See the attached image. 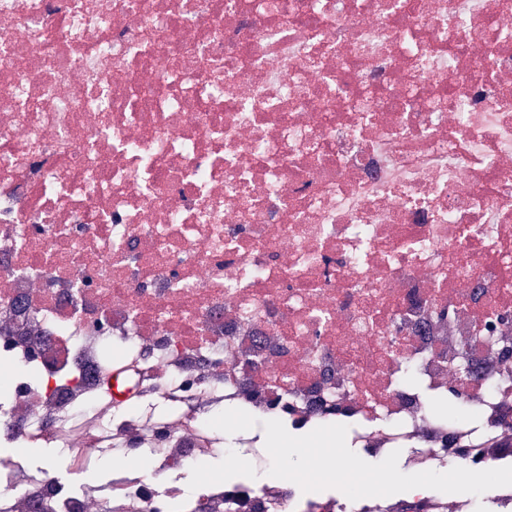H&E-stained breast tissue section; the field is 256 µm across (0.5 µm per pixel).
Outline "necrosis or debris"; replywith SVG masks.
<instances>
[{"mask_svg":"<svg viewBox=\"0 0 512 512\" xmlns=\"http://www.w3.org/2000/svg\"><path fill=\"white\" fill-rule=\"evenodd\" d=\"M0 383L1 444L119 449L138 512H512L257 477L269 419L512 465V0H0ZM0 512L114 510L1 457Z\"/></svg>","mask_w":512,"mask_h":512,"instance_id":"obj_1","label":"necrosis or debris"}]
</instances>
